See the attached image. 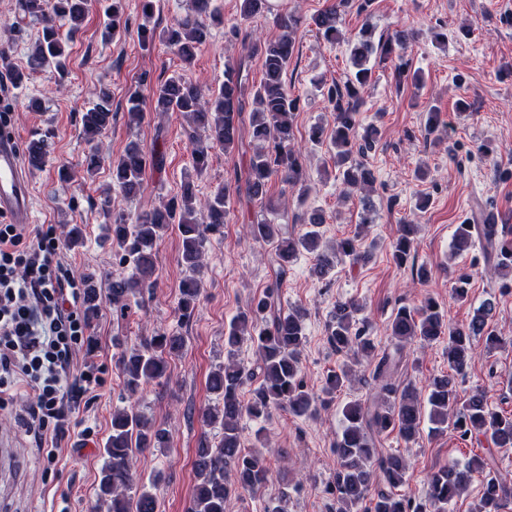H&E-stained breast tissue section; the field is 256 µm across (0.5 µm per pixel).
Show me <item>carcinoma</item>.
<instances>
[{
    "instance_id": "carcinoma-1",
    "label": "carcinoma",
    "mask_w": 512,
    "mask_h": 512,
    "mask_svg": "<svg viewBox=\"0 0 512 512\" xmlns=\"http://www.w3.org/2000/svg\"><path fill=\"white\" fill-rule=\"evenodd\" d=\"M357 10L366 11L371 0H338L309 18L316 30L328 42L339 40L338 24L341 11L351 3ZM192 11L173 25L143 35L144 40L159 38L181 60L189 64L196 50L208 41L211 28L201 20L210 12V0H192ZM23 11L41 23V35L33 45L27 59L31 73L53 69L64 72L67 68L60 27L57 21L78 31L88 11V0H21ZM270 0H241L240 12L244 19L270 11ZM112 20V36L119 35L127 26L122 0L108 5ZM276 23L281 35L270 41L256 40L248 51L261 59L263 77L259 84L249 85L241 67L226 64L224 83L218 93L204 98L200 88L192 81L176 75L155 86L152 107L156 112H182L201 130L204 139L195 142L192 158L197 172L208 165L214 147L229 154L234 151L244 134V104L252 100L249 135L258 143L249 157L244 178L246 198L250 203L264 204L269 184L278 178L292 188L305 192L301 154L294 144V122L298 111V98L288 88L285 76L294 57L293 34L303 23L294 13H280ZM407 35L397 31L383 43L374 45L367 31H362L349 50L350 73L343 84L333 83L324 92L335 112L331 133L319 124L311 127L309 141L321 144L330 140L334 164L349 189L368 190L374 174L365 162V154L373 148L379 137L375 127L359 129L358 115L363 95L371 85L373 71L370 57L378 52L380 59L390 58L395 48L404 47ZM144 101L134 91L126 98L128 122L137 125L143 117ZM113 118L112 94L101 87L95 101L82 113L83 133L94 139L111 126ZM27 154L32 166L44 165L47 149L45 139L29 143ZM164 155L157 151L147 153L138 141L127 144L124 152L112 162V183L125 195L136 196L143 186L147 168L161 169ZM230 187L217 190L207 198L201 211L193 205L191 187L184 188L181 197L173 198L158 207L138 212L131 220L116 217L112 222V248L119 263L131 262L132 274L112 278V305L119 312L126 310L129 297L150 287L156 270V246L162 234L177 225L181 237V262L188 272L181 284L179 308L189 316L199 300L200 273L205 266L207 235L224 227ZM307 230L297 237H281L277 225L259 222L248 225V234L256 239L276 242L280 273L301 250L314 254L313 273L325 276L333 267L331 255L320 251L322 235L319 228L325 216L313 210L305 218ZM418 228L403 224L392 244V259L402 266L413 259L414 242ZM483 242L484 256L495 261L494 267L503 278V287L512 288V233L501 228L494 230L488 224L462 223L456 226L453 253L469 249L472 235ZM336 253L354 260L363 257L357 238H345L336 243ZM282 279L269 284L262 295L247 310L240 312L224 336L227 361L212 370L208 386L217 395L219 403L202 415L206 425L217 423L222 431L215 444L205 439L196 451L193 462L196 483L193 488L192 512H224L228 497L235 492H257L268 479L266 461L257 454H246L240 448L241 421L250 416L260 418L272 411L286 408L297 416L314 417L319 411L318 399L312 395L301 379V354L305 344L304 323L307 312L301 307L284 310L280 306ZM362 306L355 300L336 302L328 324V340L338 352H351L366 357L375 356L376 347L365 336L357 315ZM495 302L486 300L465 325L447 322L432 299H427L414 310L401 307L393 314L389 329L397 344L420 339L431 342L448 337V366L452 373L438 376L428 384L427 406L430 421L436 429L453 428L460 436H483L498 449L512 448V415H503L489 407L484 393L476 391L460 398L453 372L469 361L473 340L485 338L489 347L500 339L489 326ZM249 337L256 346L258 368L262 380L252 390L248 401L240 398V390L248 378L244 367L233 360L234 352L243 339ZM185 339L175 334L157 333L140 344L129 356L122 358L126 391L135 393L152 381L167 376L168 359L182 354ZM397 366L395 355L384 352L378 357L375 378H384ZM349 377V370L332 372L324 391L330 395L339 391ZM424 405L415 389L397 390L389 384L370 405L350 402L342 408L343 429L336 442L339 468L331 493L339 503L336 512H447L448 504L467 491L473 476H483V490L474 512H505L512 503V486L494 470L493 454L474 456L464 465L443 467L429 479L428 503H414L395 493L406 481L407 463L398 455L380 457L373 448L372 435L396 431L405 440L413 439L423 418ZM169 431L152 424L135 408L118 410L112 414V434L104 448L105 461L97 489L98 500L112 498L108 512H156V497L138 491L136 475L132 469V456L146 448H165ZM383 475L385 485L373 486L375 473Z\"/></svg>"
}]
</instances>
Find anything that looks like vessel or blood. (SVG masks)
<instances>
[{"label": "vessel or blood", "mask_w": 512, "mask_h": 512, "mask_svg": "<svg viewBox=\"0 0 512 512\" xmlns=\"http://www.w3.org/2000/svg\"><path fill=\"white\" fill-rule=\"evenodd\" d=\"M0 218L11 224L33 221L31 179L22 168L18 141L8 128L0 130Z\"/></svg>", "instance_id": "b4317fda"}]
</instances>
